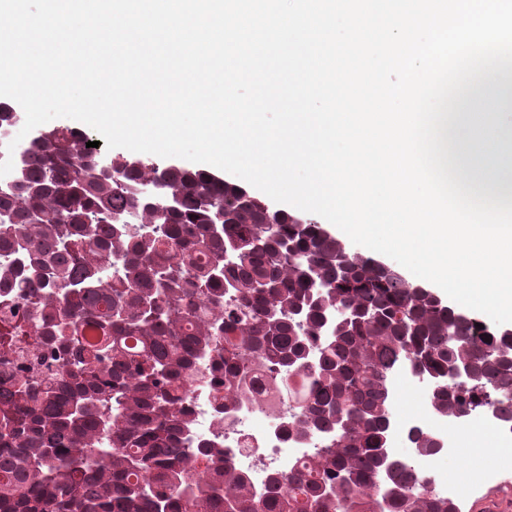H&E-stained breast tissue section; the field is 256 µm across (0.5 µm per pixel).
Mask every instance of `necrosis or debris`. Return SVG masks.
Returning a JSON list of instances; mask_svg holds the SVG:
<instances>
[{
    "label": "necrosis or debris",
    "mask_w": 512,
    "mask_h": 512,
    "mask_svg": "<svg viewBox=\"0 0 512 512\" xmlns=\"http://www.w3.org/2000/svg\"><path fill=\"white\" fill-rule=\"evenodd\" d=\"M389 384L393 397L406 393L414 395L415 400L408 406L393 407L387 446L408 449L415 469L432 478L440 495L462 501L512 472V431L503 430L490 411L474 412L471 419L500 452L493 467L487 466L480 454L464 452L461 422L436 414L430 405L429 390L408 370L394 369ZM185 398L191 411L185 447L193 448L202 442L223 447L233 465L248 475L258 492L267 488L271 476L290 474L329 442L323 433L285 436L284 429L294 414L285 405L272 412L245 397L224 409L202 381L189 385ZM414 429L434 435L443 442V449L424 453L413 448L408 435Z\"/></svg>",
    "instance_id": "necrosis-or-debris-1"
}]
</instances>
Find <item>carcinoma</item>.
<instances>
[{
	"mask_svg": "<svg viewBox=\"0 0 512 512\" xmlns=\"http://www.w3.org/2000/svg\"><path fill=\"white\" fill-rule=\"evenodd\" d=\"M88 141L48 131L21 151L26 190L0 193V289H18L0 301V512H461L387 451L389 376L429 378L443 417L486 407L512 427V330L361 254L338 279L343 249L316 220L272 224L206 170L118 164ZM201 362L223 407L286 400L288 433L330 446L263 495L224 449L183 447Z\"/></svg>",
	"mask_w": 512,
	"mask_h": 512,
	"instance_id": "carcinoma-1",
	"label": "carcinoma"
}]
</instances>
